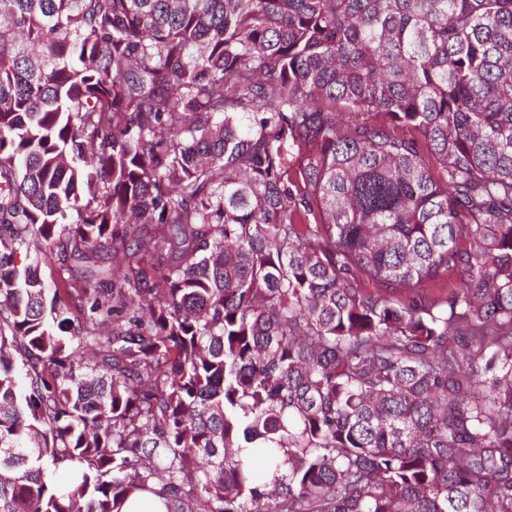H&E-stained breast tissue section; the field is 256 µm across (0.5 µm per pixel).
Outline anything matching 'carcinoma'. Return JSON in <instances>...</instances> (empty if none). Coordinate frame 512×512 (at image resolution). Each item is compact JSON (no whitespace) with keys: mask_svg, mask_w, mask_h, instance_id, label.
Instances as JSON below:
<instances>
[{"mask_svg":"<svg viewBox=\"0 0 512 512\" xmlns=\"http://www.w3.org/2000/svg\"><path fill=\"white\" fill-rule=\"evenodd\" d=\"M156 485L512 512V0H0V512Z\"/></svg>","mask_w":512,"mask_h":512,"instance_id":"1","label":"carcinoma"}]
</instances>
